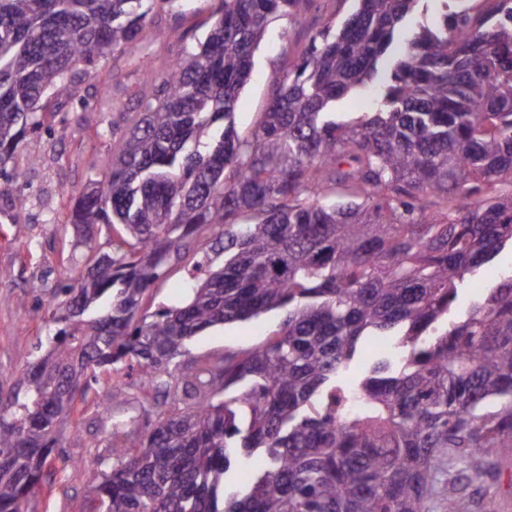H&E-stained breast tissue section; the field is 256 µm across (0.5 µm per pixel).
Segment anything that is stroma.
Returning <instances> with one entry per match:
<instances>
[{
    "instance_id": "35a3bbf8",
    "label": "stroma",
    "mask_w": 512,
    "mask_h": 512,
    "mask_svg": "<svg viewBox=\"0 0 512 512\" xmlns=\"http://www.w3.org/2000/svg\"><path fill=\"white\" fill-rule=\"evenodd\" d=\"M218 6L219 0H176L173 7H155L135 55L107 53L95 75L80 77L79 94L90 101V110L78 111L76 104L62 99L49 102L41 114V129L29 134L8 162L17 179L0 180V396L10 391L23 356L34 352L52 327L35 286L61 287L83 266L86 244L66 223V214L89 179L110 165L128 116L139 109L142 91L160 80L173 58L205 39ZM353 7L352 0H308L302 23L269 16L252 76L236 103L239 131L252 127L269 100L276 74L302 55L311 35L339 26ZM21 198L26 201L22 209L17 206ZM510 270L512 250L507 248L464 283L450 319L462 316L481 288L493 287ZM280 318L276 311L208 329L189 342L187 356L252 347L271 334ZM115 379L112 373L102 376L74 422L62 427L42 485L29 498L28 512H96L85 490L87 475L76 463L92 459L93 440L105 439L113 424L146 407L133 375L124 379L121 403L102 402ZM459 512H512V462L503 465L498 481L473 483Z\"/></svg>"
}]
</instances>
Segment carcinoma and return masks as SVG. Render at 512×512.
I'll list each match as a JSON object with an SVG mask.
<instances>
[{"mask_svg": "<svg viewBox=\"0 0 512 512\" xmlns=\"http://www.w3.org/2000/svg\"><path fill=\"white\" fill-rule=\"evenodd\" d=\"M156 1L176 2L0 0V163L48 100L87 110L78 74L135 54ZM302 2L220 0L76 200L69 223L112 228L109 250L88 246L51 293L54 344L0 398V512H26L60 423L111 371L137 372L155 421L91 444L102 512H457L451 473L497 478L512 457V271L448 320L512 247V4L435 0L424 22L427 0H357L241 135L266 21L299 20ZM381 66L376 111H335ZM203 237L213 255L196 260ZM189 258L191 295L147 314ZM276 310L261 343L178 364L205 330ZM368 336L399 356L344 378ZM512 268V250L504 249L496 258L483 266L475 278L468 280L459 290L458 301L448 315L449 320H455L462 316L468 309L471 300L481 288L493 287L502 274Z\"/></svg>", "mask_w": 512, "mask_h": 512, "instance_id": "obj_1", "label": "carcinoma"}]
</instances>
